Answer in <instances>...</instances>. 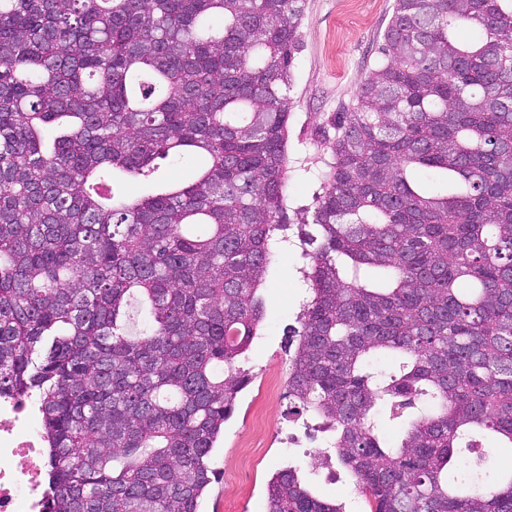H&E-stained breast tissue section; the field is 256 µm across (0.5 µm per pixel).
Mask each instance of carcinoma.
Listing matches in <instances>:
<instances>
[{"label": "carcinoma", "instance_id": "1", "mask_svg": "<svg viewBox=\"0 0 512 512\" xmlns=\"http://www.w3.org/2000/svg\"><path fill=\"white\" fill-rule=\"evenodd\" d=\"M305 3L0 0V395H39L46 512H199L291 241ZM379 53L296 208L290 412L371 512H512V0H395ZM171 153L205 167L115 195ZM267 502L345 512L293 466Z\"/></svg>", "mask_w": 512, "mask_h": 512}]
</instances>
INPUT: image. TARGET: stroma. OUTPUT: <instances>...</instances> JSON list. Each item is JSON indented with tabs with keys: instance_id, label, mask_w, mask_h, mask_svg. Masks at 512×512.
I'll use <instances>...</instances> for the list:
<instances>
[{
	"instance_id": "35a3bbf8",
	"label": "stroma",
	"mask_w": 512,
	"mask_h": 512,
	"mask_svg": "<svg viewBox=\"0 0 512 512\" xmlns=\"http://www.w3.org/2000/svg\"><path fill=\"white\" fill-rule=\"evenodd\" d=\"M395 0H306L300 42L292 64L288 124V206L310 204L318 183L320 140L329 116L350 108L359 85L380 59L379 47ZM299 250H278L262 295L266 318L261 336L238 365L251 379L233 418L224 426L212 459L219 479L200 504L201 512H267L266 485L285 465L309 480L314 494L339 501L346 512H369L347 471L337 463L316 464L327 436L296 428L300 444L283 447L275 426L287 422L289 327L310 292L298 272Z\"/></svg>"
}]
</instances>
